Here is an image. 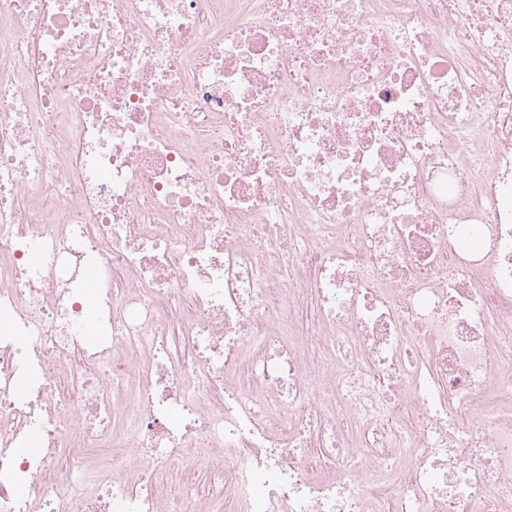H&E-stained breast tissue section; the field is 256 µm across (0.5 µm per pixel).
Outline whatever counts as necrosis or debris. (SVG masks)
<instances>
[{
  "label": "necrosis or debris",
  "instance_id": "1",
  "mask_svg": "<svg viewBox=\"0 0 512 512\" xmlns=\"http://www.w3.org/2000/svg\"><path fill=\"white\" fill-rule=\"evenodd\" d=\"M193 456L512 512V0H0V512H216ZM292 306L300 333L312 331L317 324V312L315 303L305 288L295 290Z\"/></svg>",
  "mask_w": 512,
  "mask_h": 512
}]
</instances>
